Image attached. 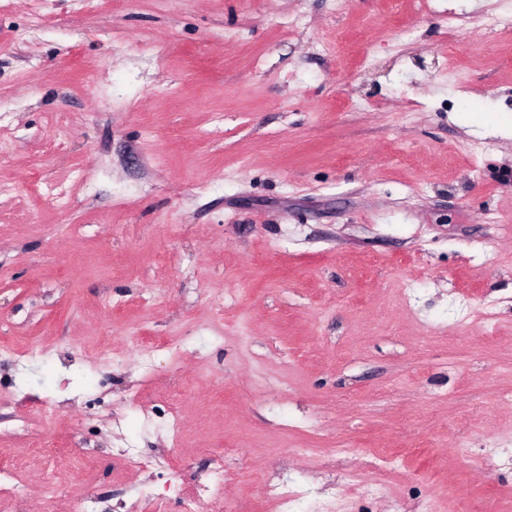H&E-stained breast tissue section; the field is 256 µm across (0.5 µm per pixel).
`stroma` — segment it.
Listing matches in <instances>:
<instances>
[{
  "label": "stroma",
  "mask_w": 512,
  "mask_h": 512,
  "mask_svg": "<svg viewBox=\"0 0 512 512\" xmlns=\"http://www.w3.org/2000/svg\"><path fill=\"white\" fill-rule=\"evenodd\" d=\"M512 0H0V468L61 512L225 449L231 512L512 493ZM43 17L34 26L35 17ZM223 295V307L211 298ZM111 332L120 359L95 362ZM182 337V361L148 353ZM188 445L148 423L181 378ZM425 455L378 466L385 448ZM465 451L453 453L454 444ZM358 472V485L347 482ZM266 494L273 501L277 502L283 509V512H296L300 504L307 498L308 491H290L288 484L279 483L276 485L265 484Z\"/></svg>",
  "instance_id": "35a3bbf8"
}]
</instances>
